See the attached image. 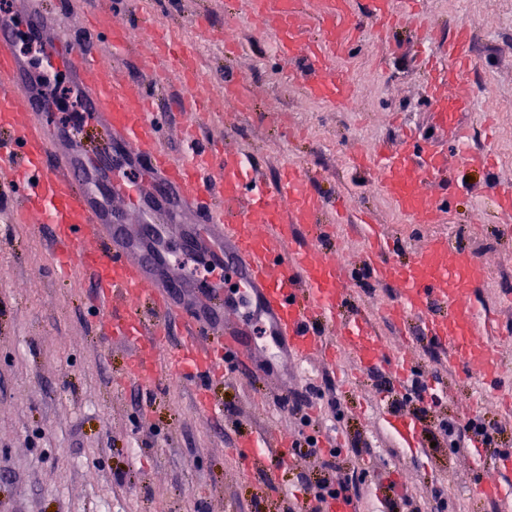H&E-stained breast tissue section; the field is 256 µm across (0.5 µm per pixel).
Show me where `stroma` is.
Returning <instances> with one entry per match:
<instances>
[{"label": "stroma", "instance_id": "obj_1", "mask_svg": "<svg viewBox=\"0 0 512 512\" xmlns=\"http://www.w3.org/2000/svg\"><path fill=\"white\" fill-rule=\"evenodd\" d=\"M116 23L135 32L136 53L112 48L90 27L86 12L72 0H38L52 22L53 34L76 41L98 57V66L130 81L142 78L151 52L147 31L159 21L178 30L197 58L222 108L214 112L202 135L232 144L247 169L262 174L274 187L285 164L296 162L317 172L310 189L326 198L343 197L353 220L325 240L328 255L347 253L360 264L366 228L355 217L363 212L383 224L393 242L390 260L403 262L434 234L468 250L489 267L512 262V218L497 214L486 185H512V0H423L432 23L450 30L456 23L474 26L473 50L478 68L471 85L479 101L494 102V131L484 134L499 167L488 173L458 171L450 185L455 221L446 226L416 224L399 213L374 180L352 165L367 145L402 138L404 128L422 139L447 142L436 126L424 80L414 66L418 46L404 43L392 52L365 43L356 57L338 68L354 83L352 103L340 106L307 97L288 82V64L276 51L271 29L248 20L241 0H148L147 8L114 7ZM239 72L251 110L240 113L224 99V74ZM0 203V512H291L292 496L301 483L332 478L314 459L294 456L280 465L268 459L244 470L232 453L237 440L263 433L297 436L296 421L280 406L281 394L264 392L262 382L241 376L216 382L210 396L213 415L201 418L193 390L182 381L162 380L153 389L125 381L126 347L105 336L95 312V288L63 279L49 259L45 224L12 223L17 199L5 187ZM512 293V278L489 280L472 291L476 309L494 313L503 337L504 386L512 389V307L501 304ZM352 306L369 314L380 336L401 345L398 327L378 316L394 289L358 276ZM427 340L412 350L423 378L438 376L446 394L438 402L404 401L407 410L424 411L420 452L404 447L377 409L375 392L387 384L380 372L356 376L347 383L325 369L310 384L324 392L315 401L323 412L325 434L342 440V471L352 469L350 448H368L378 467L362 486L361 512H410L398 504V493L416 501L434 490L455 499L460 512H497L493 504L468 499L463 492L473 466L467 454L449 453L442 445L440 420L467 421L471 384L448 373L443 362L429 359ZM344 410L342 422L327 413V397ZM397 473V490L383 489Z\"/></svg>", "mask_w": 512, "mask_h": 512}]
</instances>
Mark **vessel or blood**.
<instances>
[{"instance_id":"vessel-or-blood-1","label":"vessel or blood","mask_w":512,"mask_h":512,"mask_svg":"<svg viewBox=\"0 0 512 512\" xmlns=\"http://www.w3.org/2000/svg\"><path fill=\"white\" fill-rule=\"evenodd\" d=\"M248 12L275 29L278 51L290 63L288 77L308 97L344 105L354 97L352 84L336 71L337 59L349 55L365 34L390 42L396 31L416 30L420 40L433 34L420 22L421 0H317L308 13L306 0H245ZM99 30L113 47L132 43L129 28L110 13L92 10ZM49 17L28 11L25 32L43 49L48 62L68 70L88 104L86 126L105 132L131 178L101 194L94 186L101 159L79 147L63 146L57 130L42 114L46 102L34 72L11 48L13 25L0 21V175L18 190L16 224L51 227L48 254L75 282L90 281L95 305L108 318L106 334L130 351L127 379L146 388L161 378L192 384L202 416L215 406L213 382L232 375L265 377L257 362L266 351L275 362L301 367L318 360L330 365L350 356L364 373L390 370L400 390H409L418 370L412 354L400 353L375 335L360 315L345 314L355 278L352 264H340L315 241L346 223L343 202H327L312 193L309 170L289 165L276 188L250 194L238 150L198 147L214 100L199 79L192 53L164 24L150 29L152 54L145 82L101 75L93 57L67 40L48 38ZM473 39L468 25L457 26L441 50L419 59L430 79L446 75L452 90L432 91L434 119L448 131V144L378 143L356 158L359 170L373 173L396 209L419 224H449L453 217L433 190L448 183L457 168L493 169L491 151L468 144L469 114L479 111L469 84ZM178 81V110L183 140L192 145L189 159L175 158L163 145L165 116L154 108L152 88ZM125 211L148 213L139 224L122 223ZM313 231L302 241L301 229ZM390 242L373 226L365 262L376 281L395 290L382 309L391 324L416 323L423 337L446 350L449 372L469 378L478 371L480 394L496 393L503 403L504 365L499 356L495 321L474 312L471 291L488 276L485 263L471 252L451 247L447 235L432 236L408 263L387 261ZM230 268L242 287L238 298L224 293L221 268ZM213 276L200 277V269ZM180 316L184 335L168 347L166 322ZM263 335L264 347L252 343ZM406 447L423 446V428L411 414H386ZM290 440L278 435L237 441L233 450L247 465L266 455L287 460ZM499 474L493 482L471 483L477 500L500 501L512 495V457L490 462Z\"/></svg>"}]
</instances>
